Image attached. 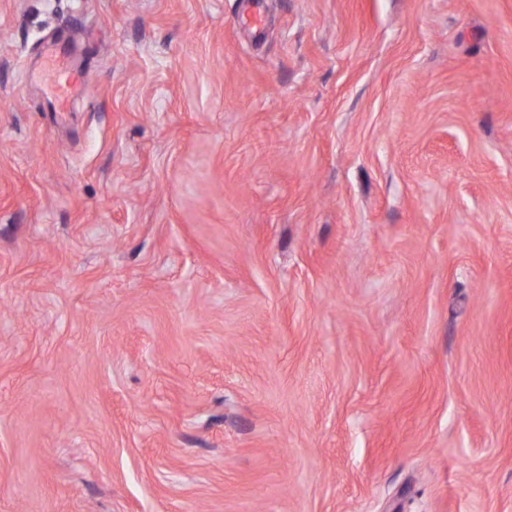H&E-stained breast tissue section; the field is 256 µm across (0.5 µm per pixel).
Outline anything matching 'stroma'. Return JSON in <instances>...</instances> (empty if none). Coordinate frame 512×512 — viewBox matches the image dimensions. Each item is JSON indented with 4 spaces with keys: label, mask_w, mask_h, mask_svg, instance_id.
Instances as JSON below:
<instances>
[{
    "label": "stroma",
    "mask_w": 512,
    "mask_h": 512,
    "mask_svg": "<svg viewBox=\"0 0 512 512\" xmlns=\"http://www.w3.org/2000/svg\"><path fill=\"white\" fill-rule=\"evenodd\" d=\"M0 512H512V0H0ZM57 82L63 94V100L61 101L62 105L67 101L68 95L74 91L81 94H89L87 85L76 79V75L72 73L67 64H65L64 59L57 70Z\"/></svg>",
    "instance_id": "obj_1"
}]
</instances>
